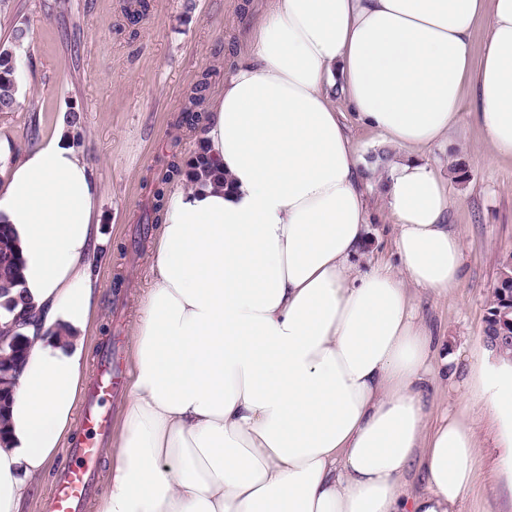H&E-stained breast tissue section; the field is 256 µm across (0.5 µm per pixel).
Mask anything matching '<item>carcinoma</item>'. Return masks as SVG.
I'll use <instances>...</instances> for the list:
<instances>
[{
	"mask_svg": "<svg viewBox=\"0 0 512 512\" xmlns=\"http://www.w3.org/2000/svg\"><path fill=\"white\" fill-rule=\"evenodd\" d=\"M18 56L0 45V112H10L17 106L19 81ZM209 89L207 78H202L192 89L189 107L183 121L193 126L200 117L197 111ZM184 177L192 185L218 183L224 179L208 155L202 141L185 162L171 161L161 183ZM35 314V305L27 296L23 277V260L20 247L11 225L0 220V336L6 340L0 347V440L8 425L9 399L15 386L16 375L27 355L28 337L23 329L27 319ZM482 335L500 340V351L505 357L512 356V263L504 261L497 284L487 302Z\"/></svg>",
	"mask_w": 512,
	"mask_h": 512,
	"instance_id": "obj_1",
	"label": "carcinoma"
}]
</instances>
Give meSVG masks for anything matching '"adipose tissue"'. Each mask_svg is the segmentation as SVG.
<instances>
[{
    "instance_id": "adipose-tissue-1",
    "label": "adipose tissue",
    "mask_w": 512,
    "mask_h": 512,
    "mask_svg": "<svg viewBox=\"0 0 512 512\" xmlns=\"http://www.w3.org/2000/svg\"><path fill=\"white\" fill-rule=\"evenodd\" d=\"M467 95L491 159L512 161V0H267L198 131L228 184L169 194L95 512H459L475 421L431 419L422 389L458 360L411 291L461 279L453 200L423 152ZM340 100L402 151L380 190L392 267H358L370 211ZM97 197L89 163L58 138L0 184L38 311L0 447V512H21L70 431L98 308Z\"/></svg>"
}]
</instances>
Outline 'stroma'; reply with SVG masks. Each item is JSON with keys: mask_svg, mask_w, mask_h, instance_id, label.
Returning a JSON list of instances; mask_svg holds the SVG:
<instances>
[{"mask_svg": "<svg viewBox=\"0 0 512 512\" xmlns=\"http://www.w3.org/2000/svg\"><path fill=\"white\" fill-rule=\"evenodd\" d=\"M133 0H6L0 5V43L14 29L27 32L18 56L21 92L14 111L0 112V138L12 153L0 159V183L14 157L53 135L80 134L98 191L95 270L98 312L86 340L85 373L93 375L103 346L112 348L120 371L105 401L113 430L128 407L131 334L151 263L155 233L147 232L154 192L171 159L187 160L196 138L182 121L186 95L200 79L210 91L224 83L232 58L246 45L264 0H148L138 24L126 9ZM471 99L451 134L455 147L425 151L454 202L448 221L464 240L462 275L448 296L412 295L421 319L436 339L460 359V377L477 363L497 364L482 340L487 300L501 261L512 255V161L492 162ZM80 122L70 126L68 112ZM465 163L468 176L452 174ZM372 212L361 259L363 269L391 258L395 228L383 199L370 196ZM435 412L469 413L478 420L475 479L461 512H512V474L500 463V443L512 420L488 415L480 401L458 397L444 384L428 386Z\"/></svg>", "mask_w": 512, "mask_h": 512, "instance_id": "obj_1", "label": "stroma"}]
</instances>
